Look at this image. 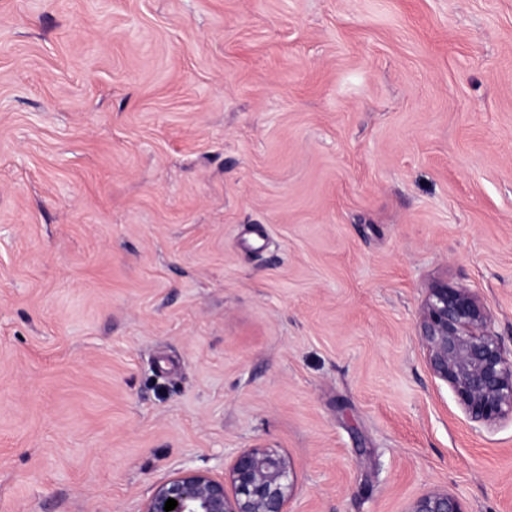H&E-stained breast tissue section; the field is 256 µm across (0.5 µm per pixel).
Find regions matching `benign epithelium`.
<instances>
[{"mask_svg": "<svg viewBox=\"0 0 512 512\" xmlns=\"http://www.w3.org/2000/svg\"><path fill=\"white\" fill-rule=\"evenodd\" d=\"M429 367L451 389L473 422L493 425L512 419V351L491 329L489 314L468 288L438 283L427 289L417 327ZM296 474L275 448L238 451L225 477L186 467L154 486L142 512H288ZM409 512H465L455 496L430 491Z\"/></svg>", "mask_w": 512, "mask_h": 512, "instance_id": "benign-epithelium-1", "label": "benign epithelium"}]
</instances>
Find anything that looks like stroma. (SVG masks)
I'll return each mask as SVG.
<instances>
[{
  "label": "stroma",
  "mask_w": 512,
  "mask_h": 512,
  "mask_svg": "<svg viewBox=\"0 0 512 512\" xmlns=\"http://www.w3.org/2000/svg\"><path fill=\"white\" fill-rule=\"evenodd\" d=\"M439 281L512 349V0H0V512L254 447L288 512H512ZM429 367L473 422L512 420V351L491 329L489 314L468 288L427 289L417 327ZM408 512H466L458 498L443 491H430L417 498Z\"/></svg>",
  "instance_id": "stroma-1"
}]
</instances>
